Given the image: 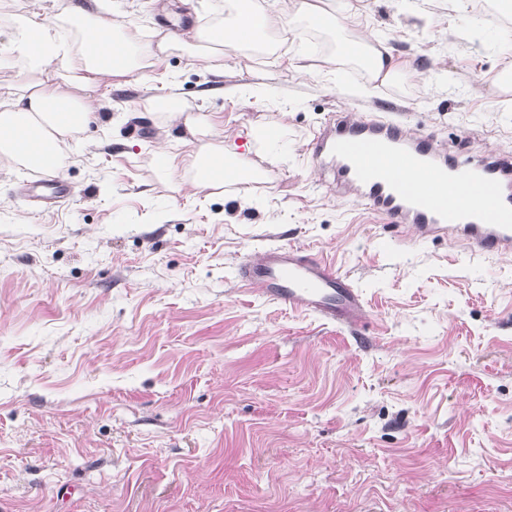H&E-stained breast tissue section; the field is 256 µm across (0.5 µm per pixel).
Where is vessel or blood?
Returning <instances> with one entry per match:
<instances>
[{"mask_svg": "<svg viewBox=\"0 0 512 512\" xmlns=\"http://www.w3.org/2000/svg\"><path fill=\"white\" fill-rule=\"evenodd\" d=\"M310 158L337 194L361 201L386 223L467 246L474 254L512 253V150L459 157L446 143L408 134L394 120L333 113L314 133ZM412 179H405V172ZM22 189L40 210L59 206L67 186L41 174ZM237 277L269 300L346 328L366 316L359 288L292 244L256 247Z\"/></svg>", "mask_w": 512, "mask_h": 512, "instance_id": "obj_1", "label": "vessel or blood"}]
</instances>
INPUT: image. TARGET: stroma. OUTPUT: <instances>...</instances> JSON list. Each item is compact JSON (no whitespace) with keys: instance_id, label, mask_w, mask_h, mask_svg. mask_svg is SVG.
Here are the masks:
<instances>
[{"instance_id":"obj_1","label":"stroma","mask_w":512,"mask_h":512,"mask_svg":"<svg viewBox=\"0 0 512 512\" xmlns=\"http://www.w3.org/2000/svg\"><path fill=\"white\" fill-rule=\"evenodd\" d=\"M72 2L0 0V50L16 19ZM164 3L122 0L152 48L168 13L191 28L224 0ZM363 4L418 77L355 92L362 73L323 71L333 45L314 30L269 56L225 48L220 76L161 52L96 91L112 124L61 168L59 207L34 212L19 188L35 171L0 167V512H512V254L380 222L328 191L308 149L335 112H396L461 152L512 149V93L496 86L512 18L493 0L463 20L434 0L436 24ZM171 89L260 181L193 192L196 139L148 105ZM274 123L281 161L260 139ZM161 142L184 161L168 178ZM274 243L347 275L364 323L243 286L237 261Z\"/></svg>"}]
</instances>
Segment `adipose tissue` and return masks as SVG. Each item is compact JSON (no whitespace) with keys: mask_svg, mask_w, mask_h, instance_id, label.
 <instances>
[{"mask_svg":"<svg viewBox=\"0 0 512 512\" xmlns=\"http://www.w3.org/2000/svg\"><path fill=\"white\" fill-rule=\"evenodd\" d=\"M302 25L332 38L337 65L363 64L365 88L417 75L416 69L395 58L385 37L370 33L358 40L350 38V31L362 25L354 0H336L331 11L313 0H292L291 10L279 15L273 14L266 0H224L222 14L212 22L182 35L162 36L159 46L211 67L228 47L245 57L274 52L275 33H289ZM10 53L26 63L31 79L17 99L0 105V165L43 171L60 169L77 135L90 124L101 123L91 90L143 70L148 61L137 30L117 6L107 16L73 5L46 21L24 18L13 28ZM150 106L168 123L184 126L190 133L208 132L206 118L187 112L176 94L153 97ZM192 166L191 186L198 192L261 177L259 170L235 154L204 140Z\"/></svg>","mask_w":512,"mask_h":512,"instance_id":"1","label":"adipose tissue"}]
</instances>
